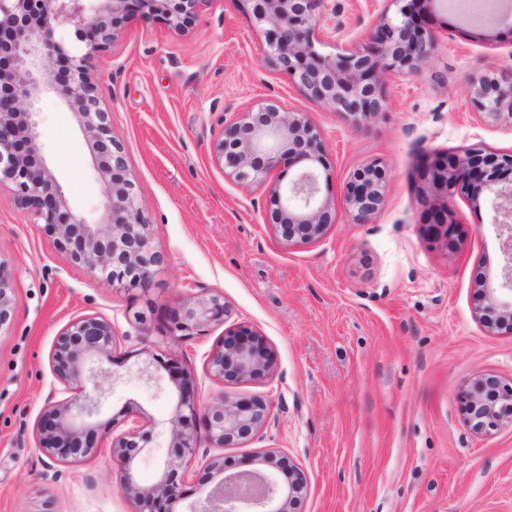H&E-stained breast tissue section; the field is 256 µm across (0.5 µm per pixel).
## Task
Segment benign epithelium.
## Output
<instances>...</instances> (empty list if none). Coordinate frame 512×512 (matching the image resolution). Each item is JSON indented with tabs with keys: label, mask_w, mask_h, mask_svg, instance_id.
<instances>
[{
	"label": "benign epithelium",
	"mask_w": 512,
	"mask_h": 512,
	"mask_svg": "<svg viewBox=\"0 0 512 512\" xmlns=\"http://www.w3.org/2000/svg\"><path fill=\"white\" fill-rule=\"evenodd\" d=\"M207 0H0V183L15 186L20 206L42 221L41 229L68 251L73 262L114 286L149 290L163 263L154 246V227L144 217L135 186L127 177L122 144L112 136L108 113L99 106L96 57L113 38V21L122 13L145 20L163 16L182 29L198 16ZM253 22L265 28L267 54L277 70L324 110L359 127L386 110L384 76L421 74L430 64L440 34L425 26L419 0L383 13L369 45L354 41L336 44V53L321 50L317 36L324 0H240ZM503 0L478 6L474 15L487 37L494 38ZM471 105L488 117L512 119V71H485L468 77ZM53 97L77 118L88 141L97 173L105 184V220L91 224L74 213L41 152L39 104ZM224 174L235 181L265 187L275 204L272 225L289 242L322 238L336 223V208L322 193L328 179L326 145L321 131L305 112L272 102L248 111L224 128L217 144ZM294 169L283 183L282 166ZM432 193L427 206H440L439 229L449 220L448 201L456 189L469 191L470 202L486 207L499 239L502 267L498 284L478 285L481 300L475 311L490 330L512 329V152H487L474 147L463 155L428 166ZM385 173L372 162L356 170L343 184L346 214L354 224H368L384 202ZM8 277L0 269V328L13 315ZM226 305L220 294L191 295L164 314L157 340L151 346L203 335L225 322ZM117 336L111 322L82 316L58 335L52 355L61 399L48 402L37 424L39 451L64 461L78 462L97 447V425L107 372L96 366L112 356ZM209 372L222 381H244L271 369L264 342L247 327L224 333L206 359ZM164 370L174 384L176 403L166 422L170 447L197 461L198 474L212 481L190 512H295L306 494L304 471L285 464L275 448L251 460L253 469L228 473L224 456L211 450L234 448L263 427L269 408L261 401L233 400L224 395L208 401L197 398L190 378L175 374L159 355L144 362L138 373L161 381ZM128 428L112 438V458L122 473L120 492L136 512H172L184 499L181 463H165L157 481L138 484L133 468L149 440L141 413L129 408ZM464 417L475 433L512 424V384L495 377L474 380L464 391ZM204 422L208 447L200 449L190 424Z\"/></svg>",
	"instance_id": "obj_1"
}]
</instances>
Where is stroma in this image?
Here are the masks:
<instances>
[{
    "label": "stroma",
    "instance_id": "stroma-1",
    "mask_svg": "<svg viewBox=\"0 0 512 512\" xmlns=\"http://www.w3.org/2000/svg\"><path fill=\"white\" fill-rule=\"evenodd\" d=\"M391 0H325L324 53L338 39L365 44ZM440 44L425 75L388 77V107L361 127L307 98L270 63L265 31L237 0H208L183 30L163 17L118 16L114 41L96 58L101 107L122 143L128 176L156 232L163 264L148 293L95 279L60 250L41 222L0 184V263L11 273L14 317L0 329V512H133L118 489L109 440L79 462L38 449L37 422L57 382L51 355L75 318L112 322L118 337L98 425L125 429L134 404L157 422L134 476L152 484L175 457L161 429L171 415L166 385L147 382L145 329L187 294H220L223 324L167 345L191 373L201 400L223 394L262 400L270 416L250 440L224 451L228 470L268 448L300 465L308 490L299 512H512V427L477 434L460 397L478 377L512 381V331L475 317L479 279L500 272L487 209L455 192L452 239L436 235L420 201L425 158L478 146L512 151V119L476 113L467 76L512 68V20L484 42L478 28L424 5ZM339 37H332V28ZM274 99L308 113L327 148L324 194L377 161L385 201L371 223L339 218L325 236L288 244L270 223L264 189L227 177L216 145L225 125ZM41 142L72 205L102 212L98 177L77 119L55 101L41 106ZM245 325L274 355L271 372L243 382L212 377L210 350Z\"/></svg>",
    "mask_w": 512,
    "mask_h": 512
}]
</instances>
